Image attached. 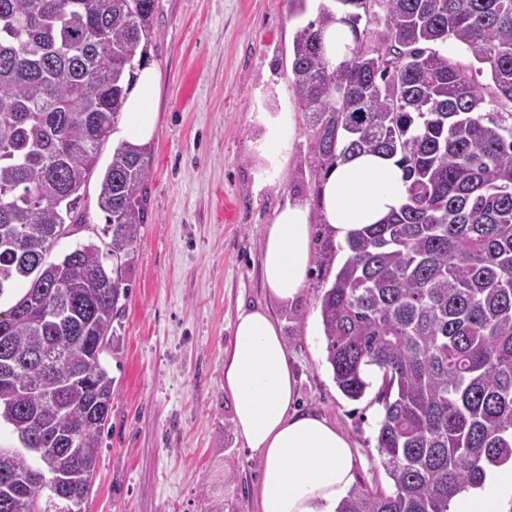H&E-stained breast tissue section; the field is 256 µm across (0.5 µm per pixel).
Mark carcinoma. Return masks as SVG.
<instances>
[{"label": "carcinoma", "mask_w": 512, "mask_h": 512, "mask_svg": "<svg viewBox=\"0 0 512 512\" xmlns=\"http://www.w3.org/2000/svg\"><path fill=\"white\" fill-rule=\"evenodd\" d=\"M301 26L292 89L311 152L398 157L408 202L346 243L320 299L327 362L350 400L381 374L377 450L393 491L353 488L338 512H448L512 460V0H383L385 47L368 43L369 0H334ZM155 0H0V512L88 498L112 409L101 355L123 312L148 177L121 143L100 178L111 240L57 262L84 223L82 190L122 116L151 37ZM350 59L324 58L335 11ZM457 42L478 68L448 54ZM488 74L490 82L477 77ZM59 357L32 383V357ZM48 491L41 505L42 491Z\"/></svg>", "instance_id": "obj_1"}]
</instances>
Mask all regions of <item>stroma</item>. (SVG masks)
<instances>
[{"label": "stroma", "mask_w": 512, "mask_h": 512, "mask_svg": "<svg viewBox=\"0 0 512 512\" xmlns=\"http://www.w3.org/2000/svg\"><path fill=\"white\" fill-rule=\"evenodd\" d=\"M309 20L290 0H156L147 52L160 87L147 221L126 270L118 342L102 356L112 411L84 512H256L261 464L238 438L224 393V354L243 304L279 321L298 406L350 437L357 487L392 491L377 451L375 390L347 399L327 362L318 300L335 268L313 263L288 306L266 296L259 275L265 226L287 201L309 204L313 250L330 236L314 197L323 174L311 166L308 116L291 90L294 37ZM283 108L298 135L280 179L259 190L253 119ZM99 182L92 177L84 193L85 224L57 242L50 260L104 240Z\"/></svg>", "instance_id": "35a3bbf8"}]
</instances>
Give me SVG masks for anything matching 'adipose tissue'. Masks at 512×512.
Returning a JSON list of instances; mask_svg holds the SVG:
<instances>
[{"instance_id":"adipose-tissue-1","label":"adipose tissue","mask_w":512,"mask_h":512,"mask_svg":"<svg viewBox=\"0 0 512 512\" xmlns=\"http://www.w3.org/2000/svg\"><path fill=\"white\" fill-rule=\"evenodd\" d=\"M159 74L140 68L125 104L123 141L134 146L154 135L153 106ZM255 141L262 159L258 187L275 182L297 134L293 113L263 112ZM406 202L404 171L396 158L361 153L338 163L320 186L323 221L347 242L384 221ZM314 260L311 211L290 201L278 208L264 233L260 277L269 297L292 304L305 287ZM297 374L279 322L265 309L239 308L224 358V392L246 448L261 460L257 512H337L355 481L358 459L351 440L326 418L295 411ZM449 512H512V461L488 467L481 486L449 503Z\"/></svg>"}]
</instances>
